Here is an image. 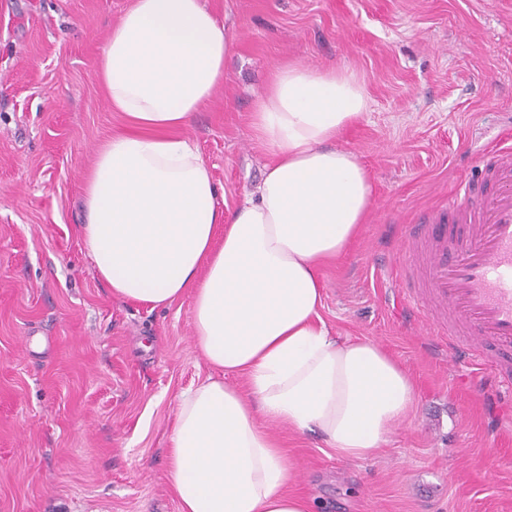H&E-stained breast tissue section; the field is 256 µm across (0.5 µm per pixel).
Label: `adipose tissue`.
Listing matches in <instances>:
<instances>
[{
	"mask_svg": "<svg viewBox=\"0 0 512 512\" xmlns=\"http://www.w3.org/2000/svg\"><path fill=\"white\" fill-rule=\"evenodd\" d=\"M233 51L202 0H133L96 63L129 123L86 173L79 234L114 297L155 309L191 296L196 342L219 371L178 398L169 469L180 512H311L272 426L318 433L339 458L361 460L416 402L395 360L371 340L331 335L321 315L320 267L371 203L366 169L335 145L368 99L354 76L275 68L251 120L265 175L224 210L177 132L223 84Z\"/></svg>",
	"mask_w": 512,
	"mask_h": 512,
	"instance_id": "obj_1",
	"label": "adipose tissue"
}]
</instances>
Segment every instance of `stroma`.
<instances>
[{"instance_id":"obj_1","label":"stroma","mask_w":512,"mask_h":512,"mask_svg":"<svg viewBox=\"0 0 512 512\" xmlns=\"http://www.w3.org/2000/svg\"><path fill=\"white\" fill-rule=\"evenodd\" d=\"M129 0H0V512H180L169 488L179 394L212 369L192 299H115L78 226L96 149L126 126L95 64ZM234 35L224 86L185 132L235 208L267 161L250 129L272 69L353 74L369 109L337 139L369 213L322 271L334 335L377 343L414 410L370 458L275 432L313 512H512V392L427 335L384 283L409 227L512 133V0H204Z\"/></svg>"}]
</instances>
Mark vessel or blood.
<instances>
[{
	"instance_id": "b4317fda",
	"label": "vessel or blood",
	"mask_w": 512,
	"mask_h": 512,
	"mask_svg": "<svg viewBox=\"0 0 512 512\" xmlns=\"http://www.w3.org/2000/svg\"><path fill=\"white\" fill-rule=\"evenodd\" d=\"M479 180L412 227L409 266L396 282L448 346L512 348V145L478 160Z\"/></svg>"
}]
</instances>
